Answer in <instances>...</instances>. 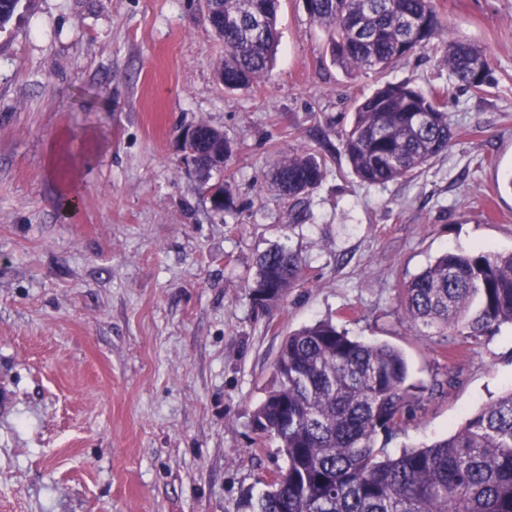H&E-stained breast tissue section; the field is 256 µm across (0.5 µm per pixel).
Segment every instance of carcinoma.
<instances>
[{
    "label": "carcinoma",
    "instance_id": "carcinoma-1",
    "mask_svg": "<svg viewBox=\"0 0 512 512\" xmlns=\"http://www.w3.org/2000/svg\"><path fill=\"white\" fill-rule=\"evenodd\" d=\"M22 0H0V30ZM280 0H215L214 10L237 13L240 24L214 26L224 42L219 77L242 89L264 78L279 42ZM309 18L329 33L331 57L351 75L381 73L446 42L452 84L480 92L490 84L484 51L443 25L433 0H314ZM481 65L477 76L475 65ZM444 92L425 94L387 83L354 102L342 136L354 174L386 184L414 174L448 151L454 132ZM185 148L197 154L204 179L231 155L222 133L199 124ZM326 175L308 151L280 157L272 186L302 200ZM215 210L230 205L222 185L209 187ZM298 254L275 247L256 262L252 297L262 308L284 301L302 279ZM405 313L469 342L512 326V253L446 251L403 282ZM277 384L256 407L252 430L276 442L285 469L249 497V512H512V389L466 419L452 435L390 456L375 447L405 422L419 400L402 354L318 321L287 336L275 363Z\"/></svg>",
    "mask_w": 512,
    "mask_h": 512
}]
</instances>
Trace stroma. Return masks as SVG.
Returning a JSON list of instances; mask_svg holds the SVG:
<instances>
[{
	"label": "stroma",
	"instance_id": "stroma-1",
	"mask_svg": "<svg viewBox=\"0 0 512 512\" xmlns=\"http://www.w3.org/2000/svg\"><path fill=\"white\" fill-rule=\"evenodd\" d=\"M435 4L485 51L483 92L451 86L439 41L348 75L301 0H281L266 76L234 91L203 0H23L0 31V512H244L285 464L251 415L284 339L319 320L404 353L421 405L377 436L390 455L512 389L511 327L468 345L411 322L399 294L443 252H512V0ZM387 81L447 90L456 137L370 185L341 136ZM199 124L232 148L207 182L182 145ZM304 148L322 183L299 203L265 188ZM274 245L305 279L266 310L250 285Z\"/></svg>",
	"mask_w": 512,
	"mask_h": 512
}]
</instances>
